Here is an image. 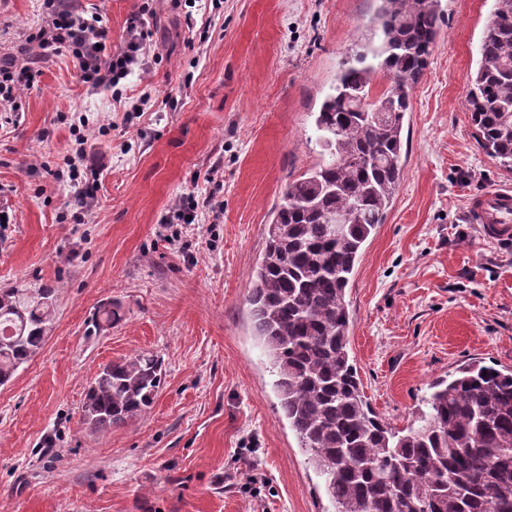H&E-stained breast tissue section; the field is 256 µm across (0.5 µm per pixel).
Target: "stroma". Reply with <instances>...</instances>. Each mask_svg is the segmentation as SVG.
Wrapping results in <instances>:
<instances>
[{
  "mask_svg": "<svg viewBox=\"0 0 512 512\" xmlns=\"http://www.w3.org/2000/svg\"><path fill=\"white\" fill-rule=\"evenodd\" d=\"M149 2L145 50L122 101L38 57V84L0 112V287L60 281L43 349L0 386V512H329L284 417L248 293L269 215L320 162L314 118L372 28L374 0H73L124 48ZM493 0H441L442 23L403 128V173L346 299L350 347L377 414L415 424L431 383L462 364L512 368V247L484 239L470 198L512 187L465 103ZM48 20L45 0H0V57ZM143 103L144 114L125 111ZM87 115L95 198L77 209L63 115ZM108 127L99 135V127ZM216 168V182L202 178ZM215 194L184 251L160 235L182 197ZM122 319L88 335L93 314ZM143 350L165 382L141 417L81 423L100 366ZM121 319L120 307L117 304H114L111 301L104 303L93 315L91 322L92 330H90V332H94L95 334L106 332Z\"/></svg>",
  "mask_w": 512,
  "mask_h": 512,
  "instance_id": "stroma-1",
  "label": "stroma"
}]
</instances>
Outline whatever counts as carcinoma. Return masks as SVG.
I'll list each match as a JSON object with an SVG mask.
<instances>
[{
    "label": "carcinoma",
    "mask_w": 512,
    "mask_h": 512,
    "mask_svg": "<svg viewBox=\"0 0 512 512\" xmlns=\"http://www.w3.org/2000/svg\"><path fill=\"white\" fill-rule=\"evenodd\" d=\"M439 2L376 0L370 37L315 117V142L329 160L288 182L252 274L255 336L335 512H512V369L459 366L431 383L418 425L398 430L373 411L349 347L347 288L400 183L404 118L438 36ZM479 54L466 109L485 153L512 172V0H495ZM379 71L387 84L375 96ZM57 289L0 288V385L42 349ZM121 319L118 305L104 303L92 332ZM163 382L150 351L105 364L81 423L106 432L133 421Z\"/></svg>",
    "instance_id": "cac0c4a2"
}]
</instances>
